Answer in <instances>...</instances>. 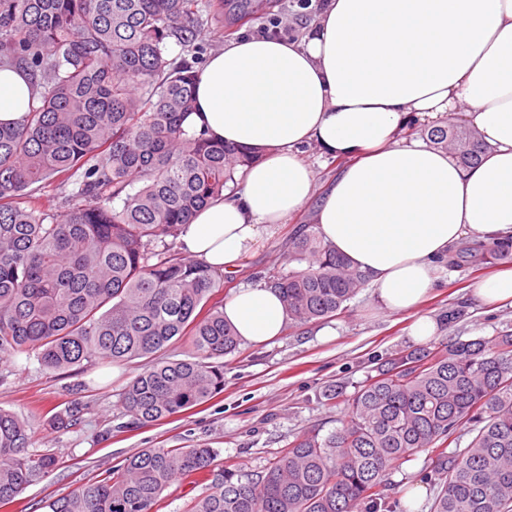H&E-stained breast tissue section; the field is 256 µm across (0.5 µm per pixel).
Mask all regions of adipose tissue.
I'll use <instances>...</instances> for the list:
<instances>
[{
    "mask_svg": "<svg viewBox=\"0 0 512 512\" xmlns=\"http://www.w3.org/2000/svg\"><path fill=\"white\" fill-rule=\"evenodd\" d=\"M35 94L28 72L0 67V122L19 121ZM449 112L478 130L481 163L401 138L410 118ZM185 124L255 156L185 227L186 254L237 271L310 199L300 152L311 146L344 162L315 209L319 236L384 310L414 309L464 237L512 240V0H324L300 39L245 35L213 52ZM224 321L261 344L281 336L288 311L259 282L225 299Z\"/></svg>",
    "mask_w": 512,
    "mask_h": 512,
    "instance_id": "1",
    "label": "adipose tissue"
}]
</instances>
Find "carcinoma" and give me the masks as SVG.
I'll use <instances>...</instances> for the list:
<instances>
[{
	"instance_id": "obj_1",
	"label": "carcinoma",
	"mask_w": 512,
	"mask_h": 512,
	"mask_svg": "<svg viewBox=\"0 0 512 512\" xmlns=\"http://www.w3.org/2000/svg\"><path fill=\"white\" fill-rule=\"evenodd\" d=\"M224 0H0V63L38 86L20 121L0 123V358L36 352L53 372L150 358L191 336L194 358L156 362L123 405L138 426L178 416L224 389L240 340L224 322L213 270L177 238L254 156L184 126L194 103L203 12ZM181 54L168 55L170 43ZM465 166L481 144L467 120L427 130ZM52 188L64 211L36 193ZM272 275L289 320L345 308L368 283L310 227ZM326 436L295 437L262 471L214 473L213 448H145L60 498L47 512H157L177 479L209 493L190 512H389V475L419 451L437 486L433 512H512V333L385 359L347 399ZM467 426L465 448H442ZM30 426L0 408V503L53 470L30 454Z\"/></svg>"
}]
</instances>
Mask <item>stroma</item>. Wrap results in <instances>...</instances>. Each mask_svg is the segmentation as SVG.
Returning <instances> with one entry per match:
<instances>
[{"mask_svg": "<svg viewBox=\"0 0 512 512\" xmlns=\"http://www.w3.org/2000/svg\"><path fill=\"white\" fill-rule=\"evenodd\" d=\"M250 13L246 33L280 26L285 35H303L314 8L298 0H278L265 10L257 0H226L223 19L205 22L199 37L203 55L229 39L228 26L238 10ZM315 201L289 214L249 256L240 273L222 276L225 293L239 285L295 270L290 243L295 231L313 221ZM455 266L444 268L429 297L417 311H383L373 287L362 289L335 317L309 324H290L282 336L264 344H241L224 356V389L207 403L157 424L137 427L120 398L143 371L144 360L99 363L59 375L44 369L35 354L0 360V407L17 412L31 426L32 454H51L57 466L0 512H33L34 503L69 493L91 478H104L112 467L144 448L218 449L216 468L233 465L246 473L263 470L298 434L317 429L328 434L341 427L347 405L327 399L325 389L340 385L346 394L371 374L378 359L417 346L433 349L471 337H491L512 330V306L478 304L474 286L500 268L512 266V254L475 261L458 244ZM436 324L434 335L417 343L410 325L417 315ZM81 401L77 425L65 430L50 426L51 416Z\"/></svg>", "mask_w": 512, "mask_h": 512, "instance_id": "stroma-1", "label": "stroma"}]
</instances>
